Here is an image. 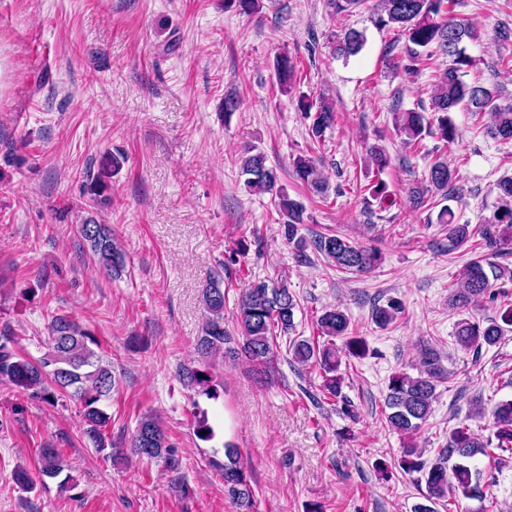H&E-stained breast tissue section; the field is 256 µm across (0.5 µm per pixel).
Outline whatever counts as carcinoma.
Here are the masks:
<instances>
[{"instance_id": "1", "label": "carcinoma", "mask_w": 512, "mask_h": 512, "mask_svg": "<svg viewBox=\"0 0 512 512\" xmlns=\"http://www.w3.org/2000/svg\"><path fill=\"white\" fill-rule=\"evenodd\" d=\"M453 0H379L375 25L377 28L394 29L405 35L403 55L397 64L404 75L413 77L425 70L429 61L437 54L452 58V63L443 72L430 93L434 122L424 121L422 112L409 109L394 113V126L403 143L414 147L423 140V135L437 137L445 143L455 141L459 132L449 117L460 104L468 111L489 116L487 134L493 139L512 141V105L496 103L493 92L482 86H469L463 77L465 67L471 59L460 48L464 39H474L475 30L467 25L453 24L445 20L448 5ZM366 43L363 33L348 30L343 34L335 52L342 57L355 56ZM296 62L286 56L277 61V70L284 91H289L296 73ZM298 108L311 119L309 129L316 139H321L326 129L336 120L333 109L320 102L302 96ZM118 165V160L109 159L102 164L101 175L91 186L93 195L100 196L107 189L104 177L109 168ZM388 165V157L382 149L373 146L368 150V166L382 172ZM297 177L304 183L321 191L324 181L314 160L299 156L294 160ZM241 174L246 176L249 190L274 196L279 217L283 220L285 236L296 242L299 251H304L305 242L296 238L298 225L303 223L304 207L291 198L278 185L274 169L266 165L263 153L249 147L240 161ZM453 182V170L448 162L440 158L430 167L429 185L414 184L408 188V197L414 206L425 203L428 193L435 190L442 199H448V190ZM499 206L493 218L480 232L487 249L501 252V246L512 242V178L497 184ZM438 221L448 225V241L454 248H461L471 240L467 224L454 223V213L443 206ZM82 240L88 245L98 265L109 274L118 275L125 267V255L112 237L106 224L86 219L78 227ZM314 250L326 257L336 270L363 273L380 264L381 255L374 248L353 244L337 235H319L311 241ZM503 271L498 266L487 273L479 260L469 263L458 282L452 285V305L457 308L487 299L495 302L498 294L493 290L490 278H498ZM202 302L207 316L198 336L196 351L203 366H184L180 376L184 384L211 395L209 365L212 359H244L260 374H267L277 358V335H287L294 328L297 306L295 296L283 280H259L249 283L238 299L237 335L224 327V288L216 278L202 289ZM403 304L390 298L383 305H376L372 318L385 327L402 313ZM316 326L325 340L321 343L311 339H293L288 349L292 359L301 365H317L322 372L321 390L327 399L341 404V412L355 417L351 402L342 393V378L337 374L339 356L363 359L369 353V345L363 336L349 331L348 317L340 310L328 309L317 319ZM512 329V303L500 308L499 318L482 323L462 319L457 323L456 342L465 350L478 356L482 349L493 347L505 333ZM49 348L38 359H31L18 352L12 338H0V381L23 390L32 399L48 404L68 395L79 400L83 408V435L98 452L120 457L128 454L139 460L162 463L169 471L180 470V459L169 435L150 414L140 417L125 448H117L107 433L110 416L101 407L114 388L112 369L103 363L102 357L92 348L96 344L93 335L79 323L66 315H55L49 325ZM341 340L336 345L333 339ZM423 370L419 376L405 373L389 378L384 399L388 410L385 418L391 430L405 436L417 432L431 414L436 399L437 383L444 378L439 350L426 346L421 351ZM492 416L495 431L493 438L482 440L474 435L468 424L461 422L448 434V442L441 448L432 462L413 445L402 450L393 462L394 467L415 477L416 483L425 484V502L416 506L415 512H438L437 505L452 495L464 499L482 501L489 484L482 473L471 467L470 459L486 453V448L496 445L506 451L512 448V400L500 401L493 406ZM40 471L43 476L56 478L64 470V460L57 448H42L39 454ZM224 479V495L232 502L236 512H256V500L250 471L240 464L239 453L232 445L224 446V462L217 463Z\"/></svg>"}]
</instances>
